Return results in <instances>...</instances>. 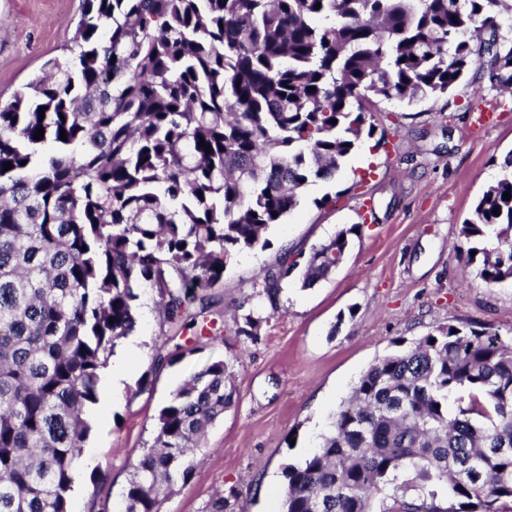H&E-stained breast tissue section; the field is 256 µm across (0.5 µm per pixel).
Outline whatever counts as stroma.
Returning <instances> with one entry per match:
<instances>
[{"mask_svg":"<svg viewBox=\"0 0 512 512\" xmlns=\"http://www.w3.org/2000/svg\"><path fill=\"white\" fill-rule=\"evenodd\" d=\"M83 0H0V98L7 100L64 54ZM378 128L396 129L395 151L360 147L336 177L308 185L299 207L272 225L266 248L237 254L214 288L221 337L138 381L160 334L154 294L141 290L135 334L120 388L104 369L74 512L92 503L118 512L133 467L150 444L174 389L204 364L233 365L234 403L206 432L187 483L162 490L161 512H203L216 492L236 491L235 512H281L285 464L304 460L331 430L362 373L393 348L438 325L512 331V281L487 284L453 245L475 200L501 175L512 152V94L471 71L451 94L414 104L380 101ZM339 195L332 208L324 195ZM360 225L343 262L328 278L282 284L280 309L253 295L282 247L309 252L339 230ZM264 316L261 334L237 335L249 310Z\"/></svg>","mask_w":512,"mask_h":512,"instance_id":"stroma-1","label":"stroma"}]
</instances>
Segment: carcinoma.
<instances>
[{
	"instance_id": "cac0c4a2",
	"label": "carcinoma",
	"mask_w": 512,
	"mask_h": 512,
	"mask_svg": "<svg viewBox=\"0 0 512 512\" xmlns=\"http://www.w3.org/2000/svg\"><path fill=\"white\" fill-rule=\"evenodd\" d=\"M84 4L68 54L0 102V512H72L89 413L116 341L135 330L139 289L167 328L144 391L214 325L216 268L266 247L303 190L374 137L371 98L440 99L485 54L490 83L512 90V48L480 40L504 0ZM500 167L456 245L489 284L512 281V152ZM355 229L302 264L284 251L254 295L277 310L282 281L300 266L304 288L330 275ZM262 323L245 314L237 334L254 340ZM234 397L226 360L173 392L124 512H160V489L192 478ZM282 474L283 512H375L379 494L391 501L381 512H501L512 335L448 324L395 342ZM235 499L220 493L205 512H233Z\"/></svg>"
}]
</instances>
